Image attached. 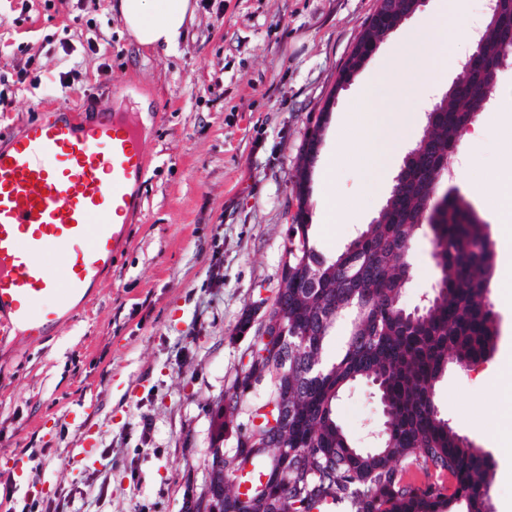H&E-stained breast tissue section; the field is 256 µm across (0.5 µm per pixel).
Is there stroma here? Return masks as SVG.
I'll return each instance as SVG.
<instances>
[{
	"label": "stroma",
	"mask_w": 512,
	"mask_h": 512,
	"mask_svg": "<svg viewBox=\"0 0 512 512\" xmlns=\"http://www.w3.org/2000/svg\"><path fill=\"white\" fill-rule=\"evenodd\" d=\"M193 17L172 52L139 45L118 0H0V145L34 119V106L86 111L103 104L142 129L148 156L140 207L128 220L129 245L111 273L41 342L0 346V492L16 512L35 498L46 512H186L210 470L216 434L233 447L234 430L218 432V404L233 383L262 315L240 333L258 301L272 303L297 211L293 177L306 134L320 112L328 120L320 154L333 156L332 182L316 162L309 184L312 241L332 257L386 203L405 156L424 134L426 112L462 75L433 67L407 88L382 85L380 100L399 102L382 130L383 174L354 160L362 148L350 114L361 83L394 73L406 54L407 19L386 35L345 88L338 73L376 0H191ZM74 89L56 91L64 64ZM488 110L461 141L478 135L475 168L461 173L451 155L441 190L465 198L485 225L498 275L488 299L499 336L491 357L462 372L449 367L437 402L451 426L496 465L488 488L494 512H512V419L504 385L485 371L512 370V231L496 210L487 174H512V62L497 73ZM343 204L354 221L323 218ZM430 225L413 243L412 278L402 301L419 304L441 276ZM337 415L351 442L372 443L382 407L371 383L347 389ZM96 440L93 460L78 461L83 429ZM27 460L17 477L13 457Z\"/></svg>",
	"instance_id": "1"
}]
</instances>
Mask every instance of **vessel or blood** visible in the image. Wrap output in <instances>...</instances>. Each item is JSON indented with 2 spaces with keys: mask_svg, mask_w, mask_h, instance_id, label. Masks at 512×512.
Segmentation results:
<instances>
[{
  "mask_svg": "<svg viewBox=\"0 0 512 512\" xmlns=\"http://www.w3.org/2000/svg\"><path fill=\"white\" fill-rule=\"evenodd\" d=\"M145 171L137 130L103 107L57 106L0 148V343L41 341L90 296L128 244Z\"/></svg>",
  "mask_w": 512,
  "mask_h": 512,
  "instance_id": "vessel-or-blood-1",
  "label": "vessel or blood"
}]
</instances>
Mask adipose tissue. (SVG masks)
<instances>
[{
  "instance_id": "ef3b65f1",
  "label": "adipose tissue",
  "mask_w": 512,
  "mask_h": 512,
  "mask_svg": "<svg viewBox=\"0 0 512 512\" xmlns=\"http://www.w3.org/2000/svg\"><path fill=\"white\" fill-rule=\"evenodd\" d=\"M468 0H448L446 9L435 18H420L409 35L408 54L418 65L440 61L443 68L455 66L456 45L473 41L480 30L475 21L465 18ZM190 10V0H119L123 22L140 45L164 51L175 49L182 37ZM383 77L368 81L358 98L356 112L361 118V131L367 143L359 155L360 165L375 169L380 133L387 113L379 105L378 89Z\"/></svg>"
}]
</instances>
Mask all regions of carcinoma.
Wrapping results in <instances>:
<instances>
[{"label": "carcinoma", "instance_id": "obj_1", "mask_svg": "<svg viewBox=\"0 0 512 512\" xmlns=\"http://www.w3.org/2000/svg\"><path fill=\"white\" fill-rule=\"evenodd\" d=\"M501 54L496 40L489 39L484 69L465 72L448 93L442 120L421 143L403 196L359 233L363 241L354 252L334 258L320 254L311 240L308 210L298 202L288 227L289 265L302 279L314 264L324 265L322 286L307 294L299 283L274 297L271 314L288 313V336L295 344L290 366L278 361L275 341L255 336L242 368L245 373L255 358H263L265 403L281 398L285 383L302 381L291 399L288 471L275 479L282 449L226 450L220 433L210 448L208 480L188 512H201L203 503L208 512H251L260 505L264 512H276L284 496L292 512H314L326 504L332 512H492L487 485L493 461L451 428L434 400L448 361L467 369L494 350L498 332L486 281L496 267L483 224L463 197L448 193V223L432 225L436 264L448 275L440 278L439 292L424 314L403 305L397 262L408 258L428 174L441 163V153L457 147L480 99L492 93L486 73L501 64ZM331 309L351 318L345 349L334 361L324 357L336 326ZM308 362L319 369L304 376L300 366ZM364 379L376 384L387 411L377 446L368 450L348 440L336 416L341 393ZM410 470L432 474L436 481L408 482Z\"/></svg>", "mask_w": 512, "mask_h": 512}]
</instances>
